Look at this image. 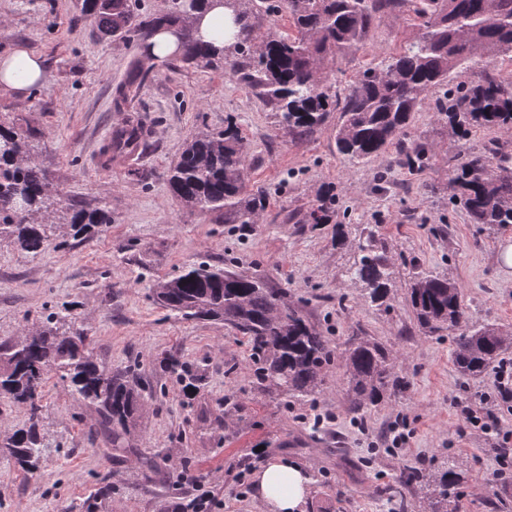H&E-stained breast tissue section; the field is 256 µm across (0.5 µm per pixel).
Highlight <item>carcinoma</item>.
Here are the masks:
<instances>
[{
	"label": "carcinoma",
	"instance_id": "1",
	"mask_svg": "<svg viewBox=\"0 0 512 512\" xmlns=\"http://www.w3.org/2000/svg\"><path fill=\"white\" fill-rule=\"evenodd\" d=\"M199 0L176 13L143 17L131 0H84V15L95 20L105 36H139L146 40L163 25H175L181 38L179 58L200 68L230 65L258 90L271 107L277 125L297 137L322 127L330 112H341L336 126V150L350 162H364L387 147L398 145L412 166L431 159L424 142L407 143L414 113L429 94L442 90L435 110L465 138L472 128L512 129V80L488 78L475 84L448 87V75L475 55L491 60L512 53V0H230L228 14L237 32L217 50L202 48L194 24ZM405 6L419 20L421 33L397 56L363 70L343 98L332 92L323 70L353 53L383 9ZM288 14L295 34L269 32L256 42V19L261 14ZM137 80L117 91L116 102L128 103L139 92ZM137 141L147 145L139 119L112 135V147ZM248 153L238 128L229 121L222 129L203 128L189 141L169 170L168 185L192 211L217 213L226 224H255L265 198L248 189L244 174ZM451 199L466 211L471 223L489 230L512 226V166L506 159L496 167L479 156H466L450 178ZM336 197L317 198L309 219L324 224L334 211ZM65 211V223L78 237L112 223L107 209L63 208L45 171L32 155L30 135L16 121L0 120V239L11 240L25 253L41 255L48 243L45 223ZM355 279L362 296L382 302L394 287L387 257L369 246H358ZM156 302L185 319L221 321L237 330L262 357V377L291 397L308 399L321 390L325 367L335 349L309 323L286 293L275 291L255 277L228 271L207 262L187 264L181 273L160 280L153 288ZM409 301L428 334L453 335V357L466 377L483 375L504 351V338L489 326L470 323L460 289L431 272L414 273ZM349 375L360 413L375 405L397 385L386 349L368 336L356 337L339 355ZM69 381L76 394L96 407L100 425L122 447L137 425L147 384L124 372L112 371L93 360L84 330L60 335L45 325L27 329L16 341L0 347V398L26 407L28 426L0 442V449L26 469L36 466L44 449L39 430L41 389L47 376ZM426 479L429 512H456L455 489L459 462L427 476L411 471L407 482Z\"/></svg>",
	"mask_w": 512,
	"mask_h": 512
}]
</instances>
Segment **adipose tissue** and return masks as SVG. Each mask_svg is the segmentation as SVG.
<instances>
[{
    "instance_id": "ef3b65f1",
    "label": "adipose tissue",
    "mask_w": 512,
    "mask_h": 512,
    "mask_svg": "<svg viewBox=\"0 0 512 512\" xmlns=\"http://www.w3.org/2000/svg\"><path fill=\"white\" fill-rule=\"evenodd\" d=\"M44 64L39 56L16 49L0 56V86L27 93L41 79ZM310 477L299 465L276 459L254 475V486L267 512H303Z\"/></svg>"
}]
</instances>
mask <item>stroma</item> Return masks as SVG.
<instances>
[{
  "label": "stroma",
  "mask_w": 512,
  "mask_h": 512,
  "mask_svg": "<svg viewBox=\"0 0 512 512\" xmlns=\"http://www.w3.org/2000/svg\"><path fill=\"white\" fill-rule=\"evenodd\" d=\"M82 4L0 0V55L21 47L44 60L30 94L0 88V118L20 119L29 130L36 160L68 204L112 214L85 237L49 222L55 245L36 257L0 241V345L49 320L62 333L81 327L98 362L131 371L155 394L127 447L116 450L98 428L96 408L49 375L45 449L31 472L0 453V512H80L107 477L104 512H164L192 499L198 480L214 491L209 512H265L252 475L272 458L310 472L305 512H425L423 484L407 486L401 477L437 470L452 457L463 461L460 512H512V478L497 473L500 448L460 414L495 399V374L461 375L452 337L425 335L408 297L413 273L446 277L459 287L471 323L512 338V268L500 260L512 227L480 229L452 203L448 187L458 153L493 162L512 157V132L478 128L462 140L428 104L408 129L410 138L432 145L428 166L408 168L392 146L354 164L336 151L339 112L307 137L288 135L239 76L180 61L151 64L142 40L102 35L81 19ZM418 34L407 14L382 11L360 49L327 75L346 88L358 71L397 55ZM137 72L138 98L116 105V87ZM132 112L148 131L147 147L105 164L111 131ZM229 121L246 143L248 187L267 198L255 224L189 210L167 185L186 141ZM328 189L336 195L330 221L309 223ZM368 241L395 271L382 303L365 301L352 276L358 246ZM200 261L287 292L338 348L355 336L374 338L393 356L397 387L359 417L341 362L328 365L314 399L269 386L235 330L183 319L153 301L156 281ZM169 356L192 376L191 394L163 368ZM394 431L405 444L392 445Z\"/></svg>",
  "instance_id": "35a3bbf8"
}]
</instances>
